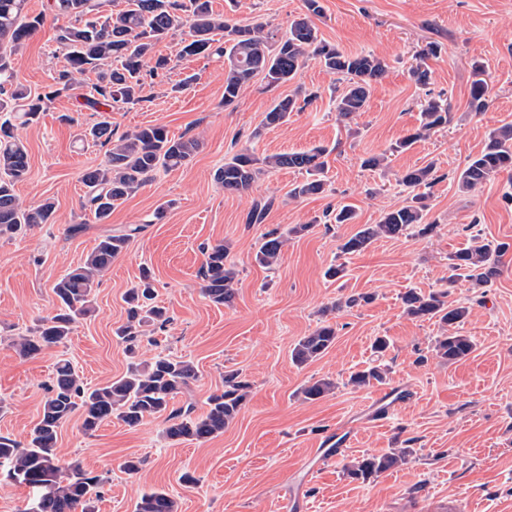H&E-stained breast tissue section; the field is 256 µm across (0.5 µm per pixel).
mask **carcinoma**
<instances>
[{
	"label": "carcinoma",
	"mask_w": 512,
	"mask_h": 512,
	"mask_svg": "<svg viewBox=\"0 0 512 512\" xmlns=\"http://www.w3.org/2000/svg\"><path fill=\"white\" fill-rule=\"evenodd\" d=\"M308 13L288 22L282 34L267 29V24L255 22L241 25L214 12L211 0H127L126 8L116 15L100 14L99 0H48V10L66 22L57 27L56 40L61 46L64 63L54 77V83L42 94H33L14 83L13 56L44 23L46 14L31 16L27 0H0V236L13 237L41 224L55 223V204L45 199L25 205L17 197L15 186L29 171L28 152L19 138L18 126L37 122L41 112L53 99L69 93L81 84L84 76L95 74L87 103L93 108L106 107L100 119L83 132L106 148L105 160L81 174L87 188L82 208L100 223L129 195L149 182L161 169L171 170L187 164L199 151L201 142L195 137L178 138L161 125L140 127L114 136L109 112L121 104L141 101L145 78L162 77L170 70V60L155 53V47L181 27H188L182 38L181 55L225 58L224 108L234 106L249 82L262 75L270 85L293 80L305 61L317 58L331 74L338 76L343 90L336 95L335 109L339 118L347 120L365 111L372 87L387 71L385 59L373 54L347 53L319 36L309 14L320 13L319 0H306ZM437 53L433 44L419 55L412 68L415 80L428 81L425 59ZM470 104L482 111L490 98V88L484 78L485 69L474 65ZM300 110L297 98L288 96L273 103L265 112L258 128L252 133L257 139L262 131L288 121L290 113ZM448 124V104L429 98L421 104L420 126L400 140L394 150L410 148L432 130ZM296 169L306 179L293 188L295 196L321 194L325 191L328 166L326 150L276 153L260 158L245 146L224 159L216 179L228 193L248 190L265 172ZM512 172V124L502 125L487 136L480 153L471 157L455 176L462 192H473L488 179ZM440 180L435 163L406 170L401 183L416 189L429 187ZM424 196L416 194L411 203L386 212L379 223L369 224L342 240L339 251L353 255L364 251L378 237L393 238L408 231L421 236L434 233L437 224L426 221ZM335 224H351L355 210L349 204L326 213ZM310 229L302 224L285 232L273 229L265 232L255 254V260L270 268L280 260L288 236ZM142 226L126 227L99 239L84 261L68 269L53 286L59 308L53 315L40 319L32 336L15 340L19 352L35 355L45 347L66 344L78 319L91 311L98 279L112 261L126 251L131 239ZM230 247L216 244L206 251L201 268V290L216 305L229 307L236 297L238 273L228 262ZM505 247L477 245L455 253L449 270L467 277L476 287L486 286L498 275V263ZM154 285L148 271L126 294L127 323L118 331L129 353L142 343L143 326L153 323L165 327L169 318L165 310L152 304ZM405 313L420 320L439 321L446 332L436 338L435 355L449 362L468 357L475 348L473 339L458 331L467 319V306H450L438 294L410 291L403 298ZM336 327L323 321L309 335L302 337L291 350L293 362L304 365L324 353L336 342ZM198 377L195 364L186 359L158 355L150 362H133L126 373L105 385L91 389L72 364L62 360L56 364L51 382L46 388L43 412L26 443L0 437V474L17 476L16 483L30 489L23 512H97L95 502L101 497L107 482L95 475L78 460L61 464L56 453L58 428L73 416L81 418L86 432L96 430L103 422L114 418L128 426H136L147 417H165V437L174 442L207 441L224 432L238 415L246 401L250 383L242 372L224 373V390L208 397L206 413L195 416L193 407L175 408L172 401ZM383 380L378 367L351 375L349 382L364 387ZM334 389V383L319 379L304 388V397L316 400ZM411 450L398 448L392 452L364 454L346 467L353 480L368 481L406 461ZM135 512H176L175 501L164 491L143 494Z\"/></svg>",
	"instance_id": "cac0c4a2"
}]
</instances>
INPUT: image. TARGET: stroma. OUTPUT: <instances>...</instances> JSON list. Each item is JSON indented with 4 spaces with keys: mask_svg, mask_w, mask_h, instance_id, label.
Here are the masks:
<instances>
[{
    "mask_svg": "<svg viewBox=\"0 0 512 512\" xmlns=\"http://www.w3.org/2000/svg\"><path fill=\"white\" fill-rule=\"evenodd\" d=\"M312 22L319 35L353 54L387 60V73L374 84L364 112L339 119L338 85L318 60H308L292 81L268 85L255 77L235 108L223 106V59L179 57L178 38L160 42L157 54L175 59L163 79L146 82L141 102L111 113L115 134L162 125L174 136L198 138L202 146L186 165L158 172L115 208L105 222L82 210L84 169L99 165L104 147L81 140L94 120L78 95L49 103L38 123L19 134L29 156V173L15 187L24 204L50 199L56 221L18 237H0V436L26 441L42 416L45 386L59 360L67 359L89 386L121 377L130 358L116 336L127 321L125 295L141 268L154 277L156 305L170 318L142 343L139 360L159 354L188 358L198 377L178 394L174 407L193 405L203 414L209 395L224 388L225 371L238 369L251 392L235 420L205 443H175L164 436L160 418L130 427L119 420L94 432L72 417L58 430L61 461L80 459L106 476L98 512H134L141 494L162 490L178 512H512V175L501 174L478 190L458 191L454 178L482 149L488 133L512 124V0H319ZM216 13L248 24L267 22L286 30L305 13L304 0H212ZM57 22L43 25L17 54L18 84L44 92L63 56L55 41ZM427 84L411 75L415 57L430 43ZM482 63L492 88L488 107L470 106L473 63ZM189 79L181 92L175 84ZM311 94L288 122L250 134L273 101L295 89ZM448 101V123L389 157L385 170H370L363 158L385 151L419 125L427 95ZM256 156L326 148L329 191L292 196L302 180L290 169L260 177L238 194L225 193L214 178L225 157L245 145ZM435 163L440 179L427 190V219L435 234L409 232L375 240L363 252L341 255L343 237L358 226L379 223L384 212L408 204L411 194L398 178L408 168ZM271 206L262 223L246 217L259 201ZM339 203L355 206L352 224H325V211ZM161 219H154L157 207ZM82 225L72 233L73 225ZM131 224L142 230L116 258L94 292L92 312L79 319L69 341L25 357L13 345L56 309L57 278L81 263L99 238ZM298 224L309 230L292 237L278 266H259L254 256L261 235ZM507 244L499 274L487 286L449 281L450 256L474 238ZM228 244L238 270L232 306H217L201 291L204 247ZM345 263L340 280L326 278L330 264ZM411 290L444 294L449 305L471 312L461 325L475 350L451 363L434 356L441 325L403 312ZM364 296L351 309L333 310L337 299ZM336 327L334 346L320 358L296 365L290 352L322 320ZM384 336V382L350 384L352 373L373 366L372 343ZM319 379L335 390L305 399L304 387ZM395 399L386 419L374 412L386 393ZM350 443L337 457L316 463L314 452L336 431ZM410 446L399 467L362 482L345 464L366 453ZM138 459L127 474L122 465Z\"/></svg>",
    "mask_w": 512,
    "mask_h": 512,
    "instance_id": "35a3bbf8",
    "label": "stroma"
}]
</instances>
